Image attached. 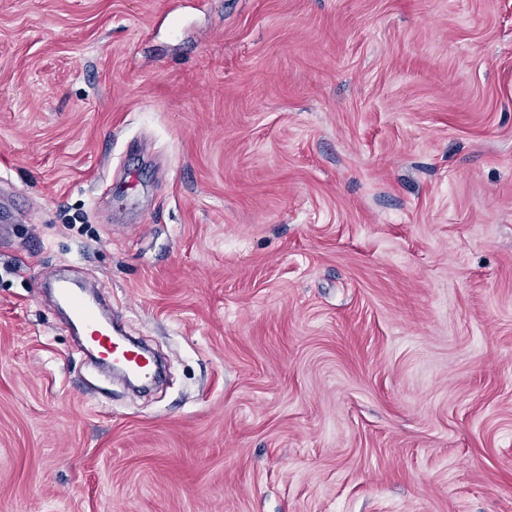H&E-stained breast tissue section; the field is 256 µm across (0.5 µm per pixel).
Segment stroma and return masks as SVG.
Returning <instances> with one entry per match:
<instances>
[{"label": "stroma", "instance_id": "stroma-1", "mask_svg": "<svg viewBox=\"0 0 512 512\" xmlns=\"http://www.w3.org/2000/svg\"><path fill=\"white\" fill-rule=\"evenodd\" d=\"M2 198L0 512H512V0H0ZM55 288L58 300L69 310L72 323L81 326L85 347L100 363L116 366L133 375L149 379L152 363L142 357L132 346L125 345L112 325V310L104 303L90 299L74 283L53 274L44 283ZM114 336V337H113Z\"/></svg>", "mask_w": 512, "mask_h": 512}]
</instances>
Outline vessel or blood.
Wrapping results in <instances>:
<instances>
[{"label":"vessel or blood","instance_id":"b4317fda","mask_svg":"<svg viewBox=\"0 0 512 512\" xmlns=\"http://www.w3.org/2000/svg\"><path fill=\"white\" fill-rule=\"evenodd\" d=\"M48 284L69 310L72 322L81 326L87 352L93 353L100 363L113 364L133 375L150 378L151 361L117 337L112 324V311L106 304L88 298L72 282L58 276H50Z\"/></svg>","mask_w":512,"mask_h":512}]
</instances>
